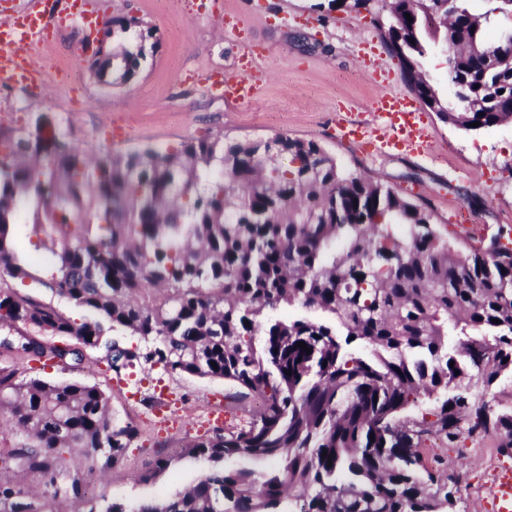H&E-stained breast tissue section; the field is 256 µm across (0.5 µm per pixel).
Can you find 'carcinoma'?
<instances>
[{"label": "carcinoma", "instance_id": "cac0c4a2", "mask_svg": "<svg viewBox=\"0 0 512 512\" xmlns=\"http://www.w3.org/2000/svg\"><path fill=\"white\" fill-rule=\"evenodd\" d=\"M470 2L389 0L396 25L374 23L421 102L479 131L512 121V66L470 52L512 53V31L490 26L512 0H486L483 11ZM448 16L454 48L433 25ZM116 33L136 42L92 59L108 85L147 58L141 21L114 17ZM437 47L448 53L450 100L422 69ZM50 126L41 115L0 130V347L64 368L102 347L118 375L160 364L220 378L249 413L242 427L186 446L211 463L193 487L132 512H451L448 472L424 463L431 439L451 446L478 433L512 453V407L494 412L474 394L512 374V251L495 240L492 254L453 249L427 205L344 170L313 141L215 135L90 157ZM16 224L43 228L35 247L54 257L49 278L30 273ZM28 279L83 320L19 292L14 283ZM118 330L144 348L110 337ZM425 398L433 405L406 415ZM0 418L27 436L0 452V467L76 508L85 480L55 462L81 448L95 465L115 463L138 437L112 422L97 386L2 367ZM242 456L279 465L224 469ZM39 499L0 479V512H38Z\"/></svg>", "mask_w": 512, "mask_h": 512}]
</instances>
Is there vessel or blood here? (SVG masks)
I'll list each match as a JSON object with an SVG mask.
<instances>
[{
  "instance_id": "obj_1",
  "label": "vessel or blood",
  "mask_w": 512,
  "mask_h": 512,
  "mask_svg": "<svg viewBox=\"0 0 512 512\" xmlns=\"http://www.w3.org/2000/svg\"><path fill=\"white\" fill-rule=\"evenodd\" d=\"M81 0H44L42 6L19 11L0 24V84H40L45 75L34 69L29 59L39 47L49 43L53 26L80 23L94 31L99 18L81 10ZM197 84L233 102L250 101L257 90L259 77L252 70L235 76L219 72H201ZM381 123L373 127L358 123L350 129L357 140H376L382 147L402 154L426 152L429 139L419 123V109L412 99L400 94L384 93L375 101ZM489 496L495 512H512V468L496 470L489 484Z\"/></svg>"
}]
</instances>
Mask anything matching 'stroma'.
Masks as SVG:
<instances>
[{
	"label": "stroma",
	"instance_id": "obj_1",
	"mask_svg": "<svg viewBox=\"0 0 512 512\" xmlns=\"http://www.w3.org/2000/svg\"><path fill=\"white\" fill-rule=\"evenodd\" d=\"M101 16H134L153 32L157 48L137 76L120 85L96 80L89 64L96 36L68 27L37 51L46 74L39 86L0 87V128L33 123L45 115L90 153H129L147 147L173 150L213 135L228 142L268 140L279 135L314 141L338 165L393 187L414 203L429 204L434 227L460 252L477 249L466 227L480 224L486 238L512 244V121L466 132L422 110L430 137L424 156L371 153L341 138L342 123L375 122L376 98L387 77L392 90L409 88L400 64L387 49L368 11L353 0H88ZM255 49L263 78L254 98L229 103L206 94L192 80L201 70L238 73L244 45ZM28 375L50 382L100 387L112 420L134 422L140 433L124 456L108 468H90L80 450L58 462L60 469L92 485L95 507L114 501L134 508L198 482L209 464L176 455L164 471L155 461L170 439L179 444L213 435L217 424L196 414L204 400L233 408L235 389L217 378L176 375L162 366L113 373L104 349H88L81 365L62 368L41 360L24 363ZM176 389L180 411L163 427L153 422L158 388ZM449 474H470L455 488L454 512H486L484 477L471 473L466 458L447 449Z\"/></svg>",
	"mask_w": 512,
	"mask_h": 512
}]
</instances>
